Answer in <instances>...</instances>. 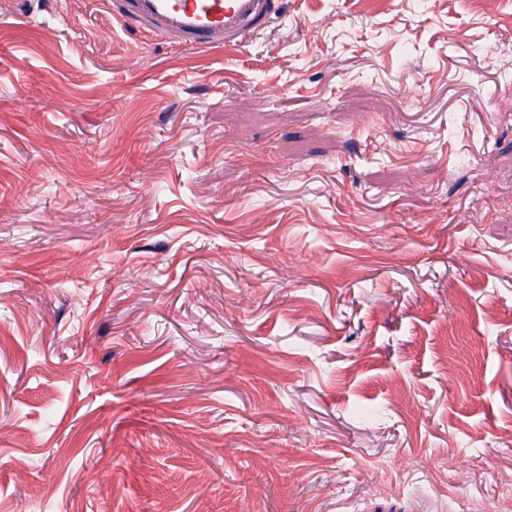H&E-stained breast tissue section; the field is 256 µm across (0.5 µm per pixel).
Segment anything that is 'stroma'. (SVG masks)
Returning a JSON list of instances; mask_svg holds the SVG:
<instances>
[{
    "label": "stroma",
    "mask_w": 512,
    "mask_h": 512,
    "mask_svg": "<svg viewBox=\"0 0 512 512\" xmlns=\"http://www.w3.org/2000/svg\"><path fill=\"white\" fill-rule=\"evenodd\" d=\"M510 97L507 6L0 13V512H512ZM124 29L189 49L241 47L285 12L286 0H106Z\"/></svg>",
    "instance_id": "35a3bbf8"
}]
</instances>
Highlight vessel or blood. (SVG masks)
Wrapping results in <instances>:
<instances>
[{
  "label": "vessel or blood",
  "mask_w": 512,
  "mask_h": 512,
  "mask_svg": "<svg viewBox=\"0 0 512 512\" xmlns=\"http://www.w3.org/2000/svg\"><path fill=\"white\" fill-rule=\"evenodd\" d=\"M124 29L189 49L235 48L261 35L286 0H106Z\"/></svg>",
  "instance_id": "b4317fda"
}]
</instances>
